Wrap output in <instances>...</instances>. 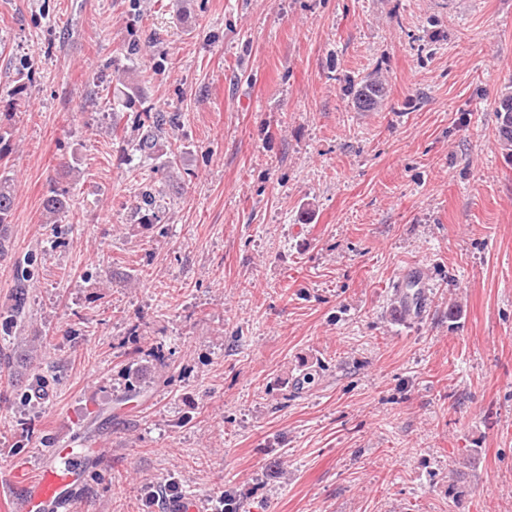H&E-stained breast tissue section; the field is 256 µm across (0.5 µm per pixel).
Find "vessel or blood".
Listing matches in <instances>:
<instances>
[{
	"instance_id": "obj_1",
	"label": "vessel or blood",
	"mask_w": 512,
	"mask_h": 512,
	"mask_svg": "<svg viewBox=\"0 0 512 512\" xmlns=\"http://www.w3.org/2000/svg\"><path fill=\"white\" fill-rule=\"evenodd\" d=\"M106 458L103 448L89 453L68 443L51 449L41 457L35 476L16 474V512H76L89 473Z\"/></svg>"
}]
</instances>
